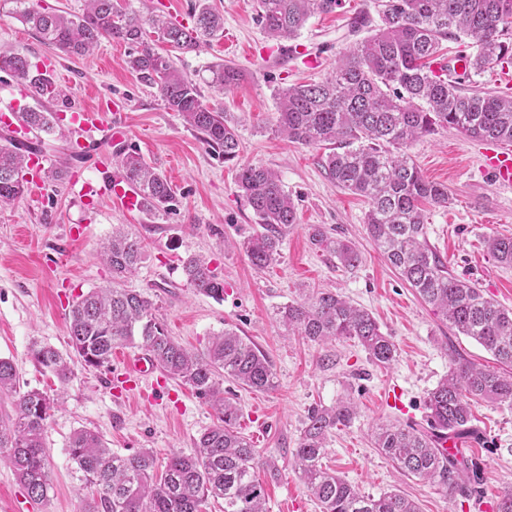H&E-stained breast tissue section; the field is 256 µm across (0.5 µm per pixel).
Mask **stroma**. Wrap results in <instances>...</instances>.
<instances>
[{
	"label": "stroma",
	"mask_w": 512,
	"mask_h": 512,
	"mask_svg": "<svg viewBox=\"0 0 512 512\" xmlns=\"http://www.w3.org/2000/svg\"><path fill=\"white\" fill-rule=\"evenodd\" d=\"M223 15L224 32L211 44L180 53L156 42L161 54L201 90L206 103L223 110L238 135L237 160L224 161L175 113L166 111L157 88L140 82L127 66L130 48L109 38L89 56L65 57L23 25L14 0H0V44L27 56L32 64H52L56 84L69 95L47 102L49 111L68 118L76 107L96 108L117 101L127 130L126 151L168 180L173 200L159 213L122 211L108 197L78 196L70 179L46 180L38 198L22 195L0 207V357L11 359L19 388L63 393L46 433L52 489L47 501L30 500L12 470L0 465V512H82L76 474L66 448L72 432L98 431L113 451L140 448L165 458L190 451L213 422L211 409L190 387L174 379L140 381L124 397L109 387L111 368L134 357L138 346L117 348L110 369L76 368L67 383L39 368L32 341L68 352L67 318L76 296L112 282L97 249L122 225L140 236L146 253L121 285L149 296L171 336L202 350L225 327H233L270 359L277 384L266 391L225 381L224 393L240 409L239 426L260 458L274 459L276 471L259 466L268 512H319L291 465L309 409L352 399L358 415L327 440L324 463L362 494L396 491L420 512H496L499 496L512 490V410L482 402L474 409L477 435L463 442V455L479 476L471 495L449 496L437 482L407 476L373 446L378 425H425L427 392L449 370L448 353L458 350L474 363L495 366L490 352L449 329L390 267L367 235L363 198L340 190L324 167L321 147L289 142L277 131L279 95L288 86L318 81L332 70L340 51L373 34L380 25L372 0H343L336 12L313 15L292 40H275L257 20V0H208ZM366 25H356L359 14ZM319 57L309 69L304 55ZM235 65L238 83L219 90L209 85L214 62ZM483 141L440 128L416 139L407 152L428 180L447 186L448 206L427 205L426 237L460 280L477 284L487 297L512 309V267L498 263L484 240L512 235V190L495 186L482 169ZM243 164L273 169L296 205V222L284 236L278 260L254 269L241 247L259 231L257 218L237 185ZM352 241L361 254L354 269L311 241L313 226ZM204 257L224 281V296L191 288L183 272L188 256ZM332 289L368 309L397 357L383 368L369 361L356 342L318 344L290 335L278 310L289 302ZM403 394V408L387 403L390 390Z\"/></svg>",
	"instance_id": "stroma-1"
}]
</instances>
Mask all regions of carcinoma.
<instances>
[{"label":"carcinoma","mask_w":512,"mask_h":512,"mask_svg":"<svg viewBox=\"0 0 512 512\" xmlns=\"http://www.w3.org/2000/svg\"><path fill=\"white\" fill-rule=\"evenodd\" d=\"M25 25L64 55H85L109 37L135 47L129 67L157 86L164 108L180 116L208 148L238 158L235 129L224 111L206 104L199 87L159 53L148 40L147 28L159 40L182 52L197 50L203 41L224 30V18L206 3L198 6L194 25L184 27L128 10L121 0H84L82 13L43 12L16 0ZM342 0H258V21L268 36L293 39L315 13H331ZM381 25L375 33L340 53L329 77L289 87L280 93L278 132L305 146L324 143L338 148L326 155L325 168L336 185L365 198V224L387 262L431 305L448 326L474 339L505 370L478 367L451 359L448 375L425 397L427 426L384 425L375 447L399 469L433 479L455 495L467 489L465 469L454 457L435 447L443 434L464 441L474 434L473 407L480 401L512 409V309L487 297L477 286L456 278L426 239L424 201L448 206V188L426 179L404 148L436 128H450L468 137L512 143V95H466L459 81L430 70L429 59L440 55L442 41L463 36L475 39L469 68L475 72L512 58V0H374ZM25 81L37 101L54 99L63 90L49 75L33 72L24 55L0 47V72ZM211 84L225 90L240 79L238 69L210 66ZM20 120L36 133L53 135V112L28 109ZM38 143L19 144L10 136L0 143V207L21 197L26 187L27 156ZM123 176L136 184L146 210L164 211L172 188L160 172L137 153L121 158ZM238 187L264 232L248 237L243 249L262 270L277 260L282 238L296 222L293 199L278 176L260 165L240 169ZM315 244L353 269L361 256L352 243L328 236L321 226L312 230ZM487 250L502 265L512 267V235H491ZM144 242L120 227L103 243L101 259L112 268V279L133 274L143 259ZM187 283L216 299L224 298V281L205 260L182 261ZM150 298L131 288L108 285L77 297L66 325L68 345L76 357L63 356L37 341L31 357L61 382L74 374L75 364L98 370L112 361L118 345L137 344L158 366L179 379L213 410L215 422L196 439L190 453L173 452L164 465L149 448L121 455L94 430L73 432L67 454L79 480L83 512H205L212 501H224V512H266L265 489L256 477L258 451L239 431L240 409L224 396V378L250 389L275 385L268 357L229 327L215 335L201 352H191L171 336L154 314ZM289 329L311 341L354 339L379 365L395 360L396 347L367 309L344 296L321 291L279 311ZM13 399L14 415L0 419V463L8 464L27 496L48 499L51 483L45 432L61 395L39 390L18 391L14 363L0 358V398ZM356 407L339 402L311 410L301 433L294 464L320 512H419L414 502L397 492L365 496L322 465L330 433L351 423ZM161 476H155L158 467Z\"/></svg>","instance_id":"obj_1"}]
</instances>
